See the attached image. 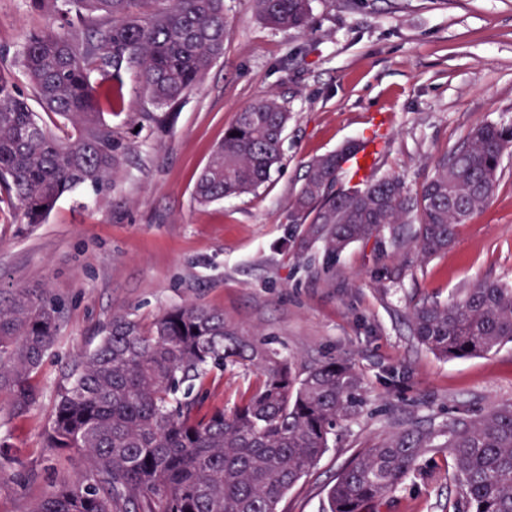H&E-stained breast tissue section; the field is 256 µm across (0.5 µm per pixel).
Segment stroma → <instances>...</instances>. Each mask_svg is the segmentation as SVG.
Here are the masks:
<instances>
[{
  "instance_id": "obj_1",
  "label": "stroma",
  "mask_w": 512,
  "mask_h": 512,
  "mask_svg": "<svg viewBox=\"0 0 512 512\" xmlns=\"http://www.w3.org/2000/svg\"><path fill=\"white\" fill-rule=\"evenodd\" d=\"M313 31L266 24L252 0H224L223 56L172 108L169 132L143 125L151 108L135 75L113 128L130 144L112 190L65 194L44 223L0 202V299L37 289L63 305L61 331L36 377L40 399L14 416L0 393V436L25 472L0 478V512H30L81 456L44 446L52 407L75 360L115 315L150 325L199 303L226 322L263 332L303 370L344 359L361 373L366 403L338 426L279 512H321L337 474L364 448L409 426L440 429L453 416L512 404V344L438 358L411 335L413 306L447 302L481 279L512 283V151L498 187L456 229L447 251L352 244L333 265L293 244L291 204L308 165L375 138L378 174L419 191L434 159L480 123L512 124V0H312ZM56 18L30 0H0V60L12 63L30 32ZM275 97L289 112L282 162L256 192L207 206L193 199L199 170L238 112ZM258 385L227 365L200 395L201 411H231ZM457 497L448 452L432 448L391 498L389 512H448Z\"/></svg>"
}]
</instances>
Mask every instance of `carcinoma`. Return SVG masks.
<instances>
[{
	"instance_id": "obj_1",
	"label": "carcinoma",
	"mask_w": 512,
	"mask_h": 512,
	"mask_svg": "<svg viewBox=\"0 0 512 512\" xmlns=\"http://www.w3.org/2000/svg\"><path fill=\"white\" fill-rule=\"evenodd\" d=\"M269 25L311 31L310 0H252ZM60 16L103 22L81 35L70 22L31 34L18 67L63 134L15 92L0 66V189L40 224L66 193L112 188L129 150L103 109L136 73L143 94L172 106L224 54V0H32ZM288 112L274 98L238 113L199 172L201 204L256 191L281 162ZM512 125L482 123L434 164L420 191L395 175L337 188L352 143L308 165L292 203L299 246L319 243L334 259L350 244L389 233L427 258L448 249L455 228L492 198ZM62 308L44 293L19 290L0 305V392L21 416L40 398L35 376L60 330ZM419 344L446 358L488 355L512 343V284L478 280L446 303L410 314ZM254 368L259 388L232 412L200 417L194 388L227 364ZM362 375L322 360L297 374L261 332L224 321L202 304L174 307L147 329L114 316L93 352L71 368L57 395L47 448L84 458L31 512H278L282 498L320 460L336 426L362 413ZM444 438L440 444L435 439ZM448 449L453 512H512V405L454 417L438 431L409 427L358 452L337 475L325 512H384L429 448Z\"/></svg>"
}]
</instances>
